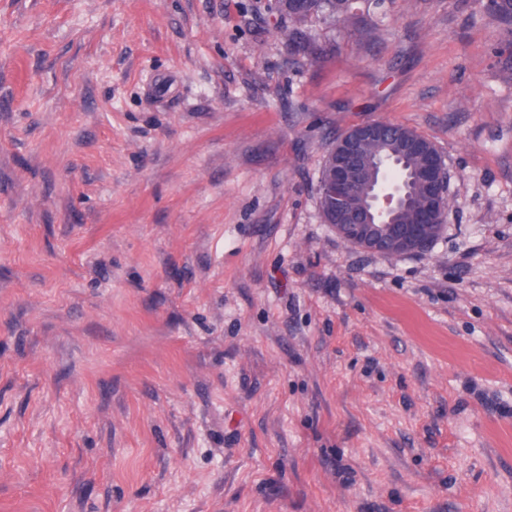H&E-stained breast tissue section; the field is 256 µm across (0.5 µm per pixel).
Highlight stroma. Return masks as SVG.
<instances>
[{
    "mask_svg": "<svg viewBox=\"0 0 512 512\" xmlns=\"http://www.w3.org/2000/svg\"><path fill=\"white\" fill-rule=\"evenodd\" d=\"M271 0H0V512H512V70L480 0L289 54ZM385 121L445 230L367 254L327 151Z\"/></svg>",
    "mask_w": 512,
    "mask_h": 512,
    "instance_id": "35a3bbf8",
    "label": "stroma"
}]
</instances>
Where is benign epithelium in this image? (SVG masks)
I'll return each instance as SVG.
<instances>
[{
  "label": "benign epithelium",
  "instance_id": "1",
  "mask_svg": "<svg viewBox=\"0 0 512 512\" xmlns=\"http://www.w3.org/2000/svg\"><path fill=\"white\" fill-rule=\"evenodd\" d=\"M392 122L355 125L340 136L334 146L323 194L337 205L347 221L334 225L336 233L357 249L373 254L389 250L397 255L422 250L431 237L443 230L447 211L441 202L447 197V173L440 154H427L420 180L429 185L434 202L417 208L412 224L393 226L391 212L402 196V179L388 180L397 165L385 159L364 166L363 143L380 137Z\"/></svg>",
  "mask_w": 512,
  "mask_h": 512
}]
</instances>
